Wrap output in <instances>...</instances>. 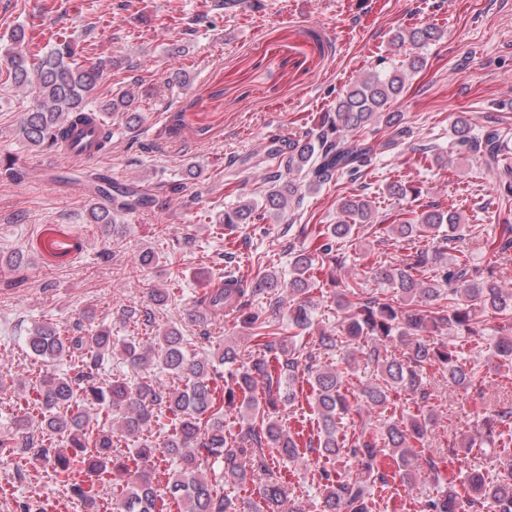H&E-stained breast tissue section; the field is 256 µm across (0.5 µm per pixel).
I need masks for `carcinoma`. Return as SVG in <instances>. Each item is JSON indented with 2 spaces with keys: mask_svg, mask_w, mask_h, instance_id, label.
I'll use <instances>...</instances> for the list:
<instances>
[{
  "mask_svg": "<svg viewBox=\"0 0 512 512\" xmlns=\"http://www.w3.org/2000/svg\"><path fill=\"white\" fill-rule=\"evenodd\" d=\"M440 38L431 24L399 27L390 39L395 61L378 59L374 69L350 83L336 96L334 111L325 113L316 128L287 138H274L256 156V165H270L260 197L240 195L224 208L217 229L234 231L242 224L267 219L292 227L304 209L306 196L348 178L356 183L367 174L378 155L395 149L413 135L401 112L391 111L403 95L412 73L423 68L419 50ZM26 33L13 29L11 44L0 54V75L35 100L20 125V136L34 149H57L72 138L74 129L93 122L94 95L112 58L88 66L74 59L65 39L36 53L25 45ZM134 94L119 93L105 107L118 115L128 131L143 122L133 107ZM381 128L392 135L378 142L371 134ZM457 151L475 157L496 172L499 196L512 197V167L502 164L512 144L494 121L472 131L469 120L453 123ZM91 201L87 223L99 224L105 236L125 228L119 222L131 203L114 204L112 194L100 190ZM386 194L398 202L418 190L401 181L386 185ZM339 221L320 228L299 225L298 236L316 240V247H288V274L264 268L266 257L255 254L254 275L232 269L209 281L191 299L184 322L157 330L146 342L134 336L119 339L112 329L99 327L77 336L49 323L28 331L27 354L45 367L28 386L15 383L26 407L0 432V462L20 470L34 460L55 482L69 483L85 512H161L171 499L180 512H305L294 496L280 465L301 462L306 452L328 461L347 457L353 471L324 468L319 512H373L375 490L391 487L399 478L411 483L418 474L437 473L434 457L412 448L427 438L432 416L426 411L434 393L423 381L426 369L444 368L448 387L458 393L482 395L484 376L462 354L484 351L512 368V286L493 277L492 270L474 262L464 248L461 216L436 204L411 212V218L384 228L376 225V208L361 194L336 201ZM384 229L407 243L406 253L394 265L371 268L383 290L366 293L355 280H331L341 320L336 328L319 330L314 347L301 338L315 325L319 287L314 271L341 268L345 249L355 229ZM497 262L512 263V226L494 240ZM151 246L136 256L131 269L160 264ZM174 296L169 284L156 285L149 300L165 305ZM288 303V333L276 324L277 312ZM236 315L241 327L263 337V349L242 348L227 338L218 347L199 352L209 331L185 333L183 323L209 326L226 314ZM490 313L500 320L487 336L480 317ZM471 344L438 339L444 330ZM393 344L402 353L389 352ZM119 356L131 378L106 379L103 366ZM376 374L360 388L365 416L360 435L344 447L341 425L352 406L346 395L347 377L354 374L356 357ZM182 383L168 387L160 375ZM306 379L311 388L317 438L303 444L286 432L277 416L278 405H295V382ZM224 379V397H216L215 381ZM402 391L417 405V413L401 420L387 415L391 394ZM238 410L240 431L224 434V413ZM168 430L153 436L158 420ZM482 443L493 448L512 446V404L498 402L481 419ZM389 454L395 468L387 474L378 458ZM85 472L112 485V503L100 502L93 487L70 482L74 472ZM166 476L165 485L155 482ZM258 485L257 498L238 506L224 493V480ZM512 512V466L494 477L470 470L459 484L424 495L419 512Z\"/></svg>",
  "mask_w": 512,
  "mask_h": 512,
  "instance_id": "carcinoma-1",
  "label": "carcinoma"
}]
</instances>
